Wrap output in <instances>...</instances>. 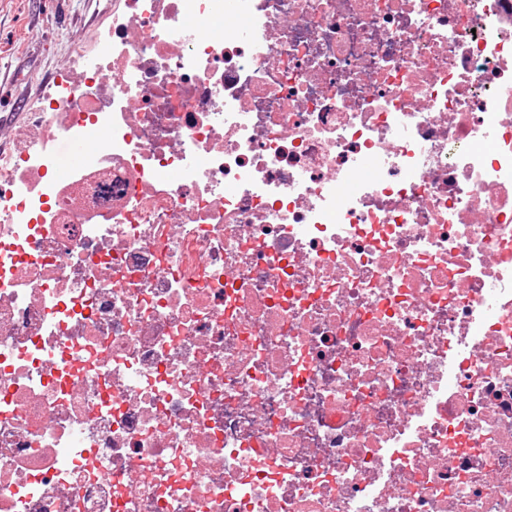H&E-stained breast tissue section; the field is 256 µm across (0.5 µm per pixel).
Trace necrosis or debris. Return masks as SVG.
<instances>
[{
  "instance_id": "necrosis-or-debris-1",
  "label": "necrosis or debris",
  "mask_w": 512,
  "mask_h": 512,
  "mask_svg": "<svg viewBox=\"0 0 512 512\" xmlns=\"http://www.w3.org/2000/svg\"><path fill=\"white\" fill-rule=\"evenodd\" d=\"M0 512H512V0H114L0 153ZM68 150L65 156V166H59L60 174L66 173L69 169L83 166L90 159V152L87 141H68Z\"/></svg>"
}]
</instances>
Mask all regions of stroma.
<instances>
[{"label":"stroma","mask_w":512,"mask_h":512,"mask_svg":"<svg viewBox=\"0 0 512 512\" xmlns=\"http://www.w3.org/2000/svg\"><path fill=\"white\" fill-rule=\"evenodd\" d=\"M111 13L112 0H0L1 153Z\"/></svg>","instance_id":"35a3bbf8"}]
</instances>
